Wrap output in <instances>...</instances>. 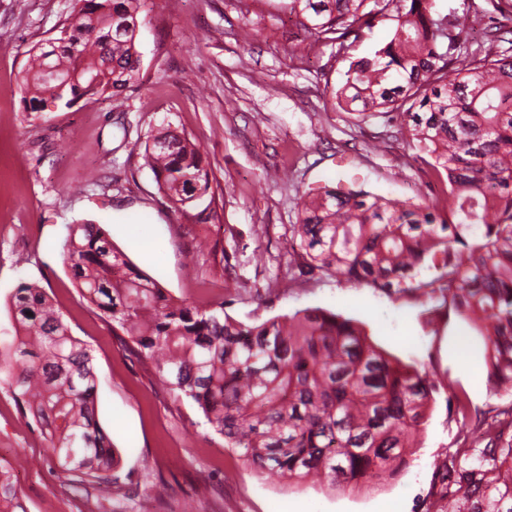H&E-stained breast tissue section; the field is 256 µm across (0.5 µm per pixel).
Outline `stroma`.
I'll use <instances>...</instances> for the list:
<instances>
[{
	"label": "stroma",
	"mask_w": 512,
	"mask_h": 512,
	"mask_svg": "<svg viewBox=\"0 0 512 512\" xmlns=\"http://www.w3.org/2000/svg\"><path fill=\"white\" fill-rule=\"evenodd\" d=\"M286 0H144L138 80L120 96L27 112L18 88L27 50L55 37L71 0H0V326L19 283L43 288L98 379L97 417L112 440L131 498L114 512H426L438 468L458 442L448 380L473 408L512 403V392L476 382L483 342L468 321L428 314L420 299L338 278L288 279V227L296 197L326 185L427 202L440 193L398 124L337 109L347 60L315 44ZM201 148L216 219L191 224L158 189L140 154L164 127ZM96 183H87L88 175ZM100 224L113 244L174 299L224 309L251 324L320 308L354 320L392 360L438 386L415 448L396 472L351 487L321 477L299 483L248 465L192 401L170 393L80 295L62 257L71 224ZM245 248L224 260L230 236ZM156 244V257L135 248ZM0 463L28 512H98L75 493L36 427L0 386ZM168 487L156 498L152 487Z\"/></svg>",
	"instance_id": "1"
}]
</instances>
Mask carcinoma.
Segmentation results:
<instances>
[{"instance_id": "carcinoma-1", "label": "carcinoma", "mask_w": 512, "mask_h": 512, "mask_svg": "<svg viewBox=\"0 0 512 512\" xmlns=\"http://www.w3.org/2000/svg\"><path fill=\"white\" fill-rule=\"evenodd\" d=\"M316 41L349 57L375 21H395L371 57L349 61L334 98L345 112L391 114L416 158L444 184L430 203L363 189L326 187L297 199L288 272L339 277L388 295L437 299L482 337L488 382L512 390V53L468 46L481 16L442 13L434 0H288ZM141 0H73L55 38L33 45L22 70L24 110L71 108L119 95L140 74ZM142 157L159 190L193 223L217 217L199 147L164 128ZM62 256L82 298L129 350L153 360L163 383L201 409L246 461L303 481L331 484L396 471L425 424L436 384L391 361L349 319L299 310L244 324L168 295L137 269L98 224L67 228ZM428 275L423 277L421 272ZM0 329V382L40 431L64 473L88 483L97 502L128 477L117 469L95 409L97 376L46 292L22 283ZM462 438L442 464L427 512H512V405L478 420L469 441L467 391L448 381ZM0 512H26L10 468L0 464Z\"/></svg>"}]
</instances>
